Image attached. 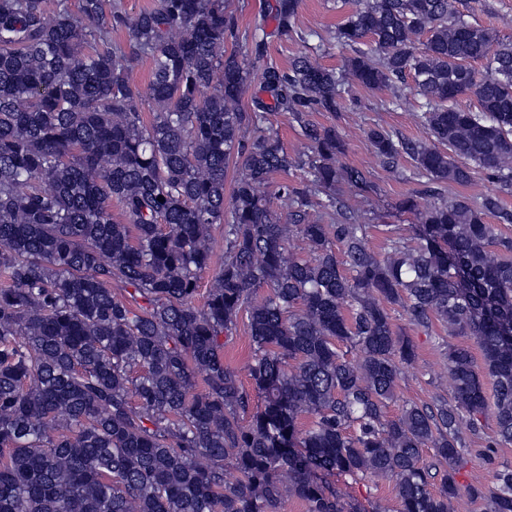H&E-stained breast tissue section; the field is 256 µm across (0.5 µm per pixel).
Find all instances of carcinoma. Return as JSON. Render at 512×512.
<instances>
[{
    "mask_svg": "<svg viewBox=\"0 0 512 512\" xmlns=\"http://www.w3.org/2000/svg\"><path fill=\"white\" fill-rule=\"evenodd\" d=\"M353 2L336 26L353 55L333 70L310 53L273 63L266 33L227 51L239 42L227 0H152L136 14L119 0H56L51 16L45 0H0V512H277L286 496L345 512L347 494L327 481L341 475L394 480L398 512H452L463 492L512 512L511 468L487 489L456 480L486 379L494 442L512 443V237L498 228L512 210L489 194L422 210L408 197L413 235L388 228L374 253L368 225L336 198V183L366 192L367 177L339 162L336 129L309 119L338 111L353 83L396 102L409 76L428 139L372 128L376 161L406 155L429 184L466 185L475 167L512 187V43L457 0ZM299 7L264 2L280 35ZM145 60L142 89L131 72ZM254 75L261 94L246 105ZM464 94L475 108L458 105ZM271 112L292 113L310 154L260 129ZM249 127L258 135L244 137ZM296 168L305 178L270 190ZM282 197L286 217L273 207ZM318 197L327 223L309 218ZM216 225L224 262L198 306ZM293 233L307 257L290 251ZM397 307L411 325L436 318L473 339L482 365L448 346L453 403L389 418L401 365L416 358ZM243 316L251 390L224 365ZM424 448L448 465L436 489Z\"/></svg>",
    "mask_w": 512,
    "mask_h": 512,
    "instance_id": "cac0c4a2",
    "label": "carcinoma"
}]
</instances>
